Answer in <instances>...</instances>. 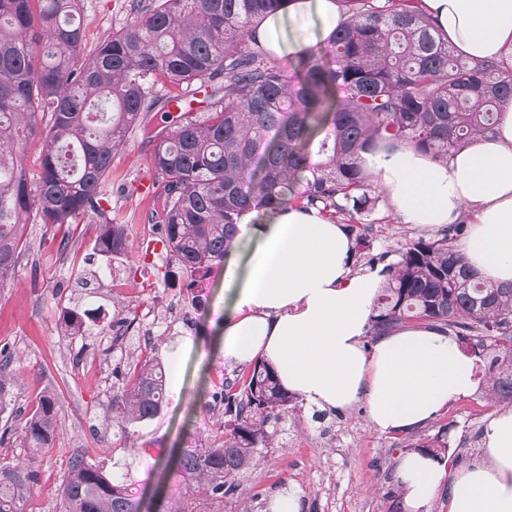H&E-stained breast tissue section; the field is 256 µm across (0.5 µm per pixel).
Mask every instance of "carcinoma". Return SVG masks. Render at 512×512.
<instances>
[{
    "instance_id": "cac0c4a2",
    "label": "carcinoma",
    "mask_w": 512,
    "mask_h": 512,
    "mask_svg": "<svg viewBox=\"0 0 512 512\" xmlns=\"http://www.w3.org/2000/svg\"><path fill=\"white\" fill-rule=\"evenodd\" d=\"M344 20L327 41L282 63L256 38L281 0L136 2L122 28L85 53L82 0H0V281L16 262L17 229L34 216L71 224L104 219L95 249L124 248L125 229L103 208L102 185L129 131L155 142L158 192L152 219L161 242L199 282L224 261L241 217L281 205L320 203L355 247L358 224L375 209L359 153L381 141L405 142L446 159L494 127L512 99V60L460 57L439 34L422 0H340ZM211 87L206 112H190L170 132L153 134L144 116L167 102L164 87ZM41 139L31 179L24 148ZM463 224L437 239L417 238L397 252L376 298L370 332L383 336L429 321L485 354L488 396L512 402V283L480 279L453 248ZM15 376L0 367V413ZM167 399L162 365L139 362L116 411L128 422L157 415ZM224 421L177 452L185 493L162 512H224L235 479L273 445L267 425L296 406L273 368L261 363L224 382ZM57 399L39 397L20 436L24 461L0 458V512H23L37 481L31 460L52 447ZM407 447L436 457L442 435ZM60 512H138L119 478L77 459L61 483Z\"/></svg>"
}]
</instances>
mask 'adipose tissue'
I'll return each instance as SVG.
<instances>
[{
	"label": "adipose tissue",
	"mask_w": 512,
	"mask_h": 512,
	"mask_svg": "<svg viewBox=\"0 0 512 512\" xmlns=\"http://www.w3.org/2000/svg\"><path fill=\"white\" fill-rule=\"evenodd\" d=\"M438 30L473 60L512 52V0H424ZM317 13L325 32L342 19L338 0H282L257 28L275 57L299 43L285 19ZM360 163L381 186L402 223L431 227L471 218L459 251L478 274L512 281V100L499 109L494 131L438 159L405 143L362 152ZM224 261L232 291L224 308L225 362H263L281 386L307 404L347 408L365 401L380 432L424 425L477 386L474 357L455 337L429 325L400 327L372 352L362 340L387 273L351 270L354 241L344 225L316 207L284 205L260 219L244 218ZM407 512H428L440 486L449 512H512V409L493 413L482 434V459L446 476L431 454L411 452L399 465Z\"/></svg>",
	"instance_id": "ef3b65f1"
}]
</instances>
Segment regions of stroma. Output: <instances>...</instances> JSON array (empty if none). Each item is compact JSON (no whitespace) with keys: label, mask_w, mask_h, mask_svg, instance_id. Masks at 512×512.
Segmentation results:
<instances>
[{"label":"stroma","mask_w":512,"mask_h":512,"mask_svg":"<svg viewBox=\"0 0 512 512\" xmlns=\"http://www.w3.org/2000/svg\"><path fill=\"white\" fill-rule=\"evenodd\" d=\"M132 2L83 0L87 48L130 20ZM152 151L140 131L130 132L104 183V207L126 227L120 254L95 253L101 219L93 213L63 226L32 221L19 227L14 271L0 283V354L9 356L8 368L17 377L11 411L0 414V431L10 433L0 457H24L20 428L43 393L55 394L62 418L52 449L34 462L39 478L24 512H59L60 484L78 456L122 476L137 489L141 512H156L184 489L172 453L211 426V394L238 372L219 356L228 300L222 266L190 290L151 219L154 194L140 185L156 178ZM370 194L378 202L369 247L363 258L353 259V271H364L372 257L394 262L408 240L439 234L436 226L402 223L378 184H371ZM153 308L165 314L162 329L149 336L132 330L133 317ZM72 314L83 320L86 335L66 333L64 320ZM148 357L166 367L167 400L154 418L123 424L113 418L112 406L124 394L128 371ZM485 385L478 380L473 395L409 433L378 432L362 402L326 410L320 419L314 406L298 402L275 424L274 445L259 466L238 478L226 510L265 512L266 501L284 483L298 494L302 512H390L400 492L398 467L407 439L427 441L445 427L455 454L447 472L477 461L484 425L496 408Z\"/></svg>","instance_id":"stroma-1"}]
</instances>
